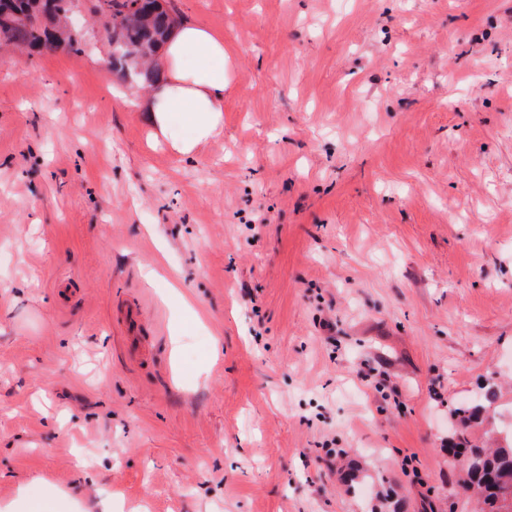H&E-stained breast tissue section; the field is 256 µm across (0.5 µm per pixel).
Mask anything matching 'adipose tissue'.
I'll return each instance as SVG.
<instances>
[{
	"instance_id": "obj_1",
	"label": "adipose tissue",
	"mask_w": 512,
	"mask_h": 512,
	"mask_svg": "<svg viewBox=\"0 0 512 512\" xmlns=\"http://www.w3.org/2000/svg\"><path fill=\"white\" fill-rule=\"evenodd\" d=\"M144 112L154 138L192 155L224 129V37L185 19L168 33Z\"/></svg>"
}]
</instances>
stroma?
I'll use <instances>...</instances> for the list:
<instances>
[{
  "instance_id": "35a3bbf8",
  "label": "stroma",
  "mask_w": 512,
  "mask_h": 512,
  "mask_svg": "<svg viewBox=\"0 0 512 512\" xmlns=\"http://www.w3.org/2000/svg\"><path fill=\"white\" fill-rule=\"evenodd\" d=\"M165 6L224 36L188 157L102 22L0 52V505L472 512L448 437L512 432V0ZM118 321L125 327L127 331V339L135 346L140 345V336L142 323L138 308L133 302H126L119 310ZM56 496L39 481L21 488L19 503L26 509L25 512H55Z\"/></svg>"
}]
</instances>
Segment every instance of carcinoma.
<instances>
[{
  "label": "carcinoma",
  "instance_id": "obj_1",
  "mask_svg": "<svg viewBox=\"0 0 512 512\" xmlns=\"http://www.w3.org/2000/svg\"><path fill=\"white\" fill-rule=\"evenodd\" d=\"M103 18L112 44L109 70L122 80L151 86L159 76L154 56L174 25L169 10L160 0H108ZM3 42L33 50L64 45L74 53L84 51L82 39L72 34L63 15L42 21L35 14L8 32ZM455 414L460 425L467 428L483 423L485 407L467 404ZM459 455L469 457L463 481L466 487L478 490L485 505L483 512H505L499 490L506 481H512V440L497 448H468L461 442H448V457Z\"/></svg>",
  "mask_w": 512,
  "mask_h": 512
}]
</instances>
